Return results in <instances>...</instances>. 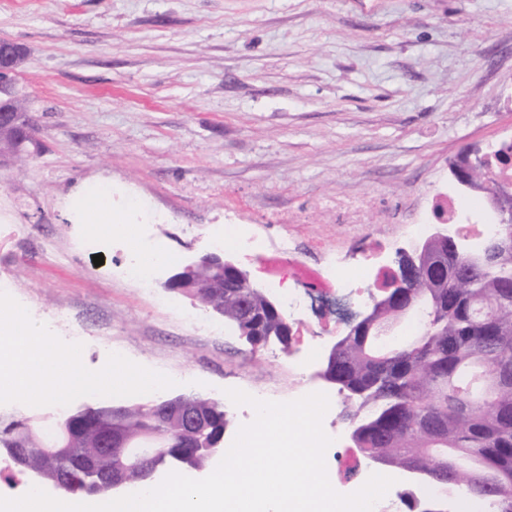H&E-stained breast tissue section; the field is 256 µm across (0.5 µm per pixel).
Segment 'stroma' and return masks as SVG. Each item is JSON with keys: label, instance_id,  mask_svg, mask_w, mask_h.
Listing matches in <instances>:
<instances>
[{"label": "stroma", "instance_id": "stroma-1", "mask_svg": "<svg viewBox=\"0 0 512 512\" xmlns=\"http://www.w3.org/2000/svg\"><path fill=\"white\" fill-rule=\"evenodd\" d=\"M0 38L26 50L13 78L39 145L0 168L10 303L61 350L66 310L88 370L117 348L131 368L186 376L174 394L312 391L310 346L343 334L320 294L332 274L389 263L451 198L487 223V194L449 166L512 138V0H0ZM91 181L111 184L135 243L78 223L71 200ZM227 224L266 243L228 251L260 282L279 274L283 240L318 275L316 344L252 351L165 288ZM159 247L176 266L146 288L125 276Z\"/></svg>", "mask_w": 512, "mask_h": 512}]
</instances>
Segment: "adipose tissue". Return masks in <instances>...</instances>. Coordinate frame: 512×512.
<instances>
[{
	"instance_id": "adipose-tissue-1",
	"label": "adipose tissue",
	"mask_w": 512,
	"mask_h": 512,
	"mask_svg": "<svg viewBox=\"0 0 512 512\" xmlns=\"http://www.w3.org/2000/svg\"><path fill=\"white\" fill-rule=\"evenodd\" d=\"M83 211L90 234L111 236L124 231L122 216L112 210V198L106 185H88L77 201ZM0 310L10 315L0 341V354L7 360L8 390L25 398L64 399L80 391L111 392L115 387L152 386L166 388L161 375H145L130 367H112L91 372L83 369L77 351H60L47 343V330L31 322L20 311L11 309L7 299H0Z\"/></svg>"
}]
</instances>
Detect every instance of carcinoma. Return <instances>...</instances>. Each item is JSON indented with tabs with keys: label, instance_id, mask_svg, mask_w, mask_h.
I'll use <instances>...</instances> for the list:
<instances>
[{
	"label": "carcinoma",
	"instance_id": "carcinoma-1",
	"mask_svg": "<svg viewBox=\"0 0 512 512\" xmlns=\"http://www.w3.org/2000/svg\"><path fill=\"white\" fill-rule=\"evenodd\" d=\"M465 257L438 241L417 261L412 287L431 299L432 312L410 341L386 342L367 336L355 324L336 343V379L343 395L342 417L354 447L377 466L410 475L450 491L470 488L475 470L492 486L485 497L495 512H512V381L496 383L512 372V258L463 272ZM203 307L224 316L254 349L277 343L285 353L293 324L268 308L260 295L229 284L220 296L193 291ZM188 401L207 421L187 430L176 419L162 421L158 408L170 399ZM29 417L0 413V459L13 461L8 448H26V466L18 471L69 493L106 496L115 490L101 475L114 467L107 442L120 437L136 445L153 432L169 447L193 443L198 451L169 457L161 467L209 465L229 421L224 401L198 393H179L146 403L94 405L58 414L55 436L67 452L48 456L45 439L30 433ZM455 458L463 473L454 484L433 476L434 458Z\"/></svg>",
	"mask_w": 512,
	"mask_h": 512
}]
</instances>
